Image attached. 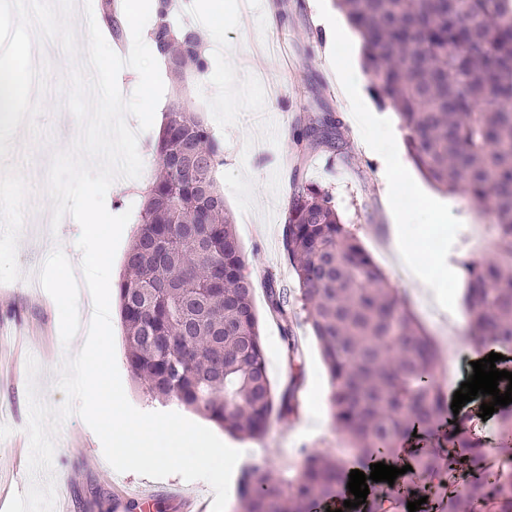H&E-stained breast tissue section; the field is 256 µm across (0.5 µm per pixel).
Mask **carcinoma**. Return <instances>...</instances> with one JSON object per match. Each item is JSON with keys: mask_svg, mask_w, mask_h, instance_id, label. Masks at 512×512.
I'll list each match as a JSON object with an SVG mask.
<instances>
[{"mask_svg": "<svg viewBox=\"0 0 512 512\" xmlns=\"http://www.w3.org/2000/svg\"><path fill=\"white\" fill-rule=\"evenodd\" d=\"M364 39L366 68L398 111L408 155L450 194L491 202L500 229L488 257L466 267L469 340L484 351L512 348V0H340ZM150 38L176 76L209 67L201 35L172 19V0H153ZM157 173L117 284L127 361L159 401L173 398L243 436H260L294 393L276 397L265 360L254 285L243 273L233 219L216 170L224 151L197 113L165 116L154 147ZM283 249L332 379L331 404L360 463L395 455L417 432L415 473L441 482L446 461L433 437L448 400L436 381L439 352L398 288L345 224L328 191L294 171ZM290 361L298 358L290 294L269 285ZM512 445V411L498 421ZM452 443L472 459L440 512H512V470L487 459L483 441L461 430ZM347 467L306 455L289 490L256 468L241 479L242 512H313L338 495Z\"/></svg>", "mask_w": 512, "mask_h": 512, "instance_id": "cac0c4a2", "label": "carcinoma"}]
</instances>
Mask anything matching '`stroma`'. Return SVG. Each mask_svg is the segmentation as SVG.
Here are the masks:
<instances>
[{
	"instance_id": "1",
	"label": "stroma",
	"mask_w": 512,
	"mask_h": 512,
	"mask_svg": "<svg viewBox=\"0 0 512 512\" xmlns=\"http://www.w3.org/2000/svg\"><path fill=\"white\" fill-rule=\"evenodd\" d=\"M336 0H224V23L206 42L209 67L204 75L185 72L174 79L161 69L164 93L159 111L174 99L204 117L224 148L217 182L235 224L243 250L245 274L254 282V305L259 317L267 369L276 392L294 390L291 414L272 416L258 437L238 438L215 427L225 443L251 449L250 465L264 467L273 480L297 478L307 454H335L345 435L332 418L331 380L320 348L306 320L298 312L293 325L301 353L300 366L288 362L279 322L268 312L269 285L294 288L292 268L282 251V229L288 214L289 187L295 166L328 189L339 214L351 225L373 262L399 288L401 295L433 337L438 338L440 361L437 382L450 391L471 373L469 348L457 329L468 319L465 303V264L486 257L483 226L491 221L489 206L468 196H452L448 209L432 197H415L407 223L390 219L394 201L387 187L394 181L420 182L418 169L404 143L396 110L382 103L371 77L348 87L336 79L339 65L361 51L359 37L343 39L329 20L342 16ZM58 92L45 95L48 107L40 123L54 134L53 146L31 144L25 129L13 137L10 161L22 167L31 186L30 203L43 218L51 207L45 193V160L52 148L67 147L77 132L74 118H63L54 106ZM370 113V122H352L353 112ZM336 118L341 150L322 144H298L300 127ZM156 129L143 132L138 152L143 160L139 178L113 184L105 198L107 210L120 214L140 210L155 170ZM81 232L74 219L58 228L54 240L37 228L24 227L18 245L22 280L0 284V493L13 495L28 486L29 442L27 373L21 354L33 355L41 371L37 384L43 399L59 405L64 395L54 386L66 355L59 333V312L45 290H31L25 281L39 272L53 247H61L77 261L75 242ZM422 249L431 237L444 241L446 267L436 274L439 302L429 306L417 293L409 274L390 258L393 235ZM116 362L129 402L144 412L175 411L200 425L204 416L174 402H160L135 381L127 363V345L120 317H113ZM311 416L324 426L304 432ZM55 490L63 495L68 512H212L214 493L203 481L171 475L152 479L133 472H116L106 461L99 438L76 415L70 416L56 437L53 460Z\"/></svg>"
}]
</instances>
